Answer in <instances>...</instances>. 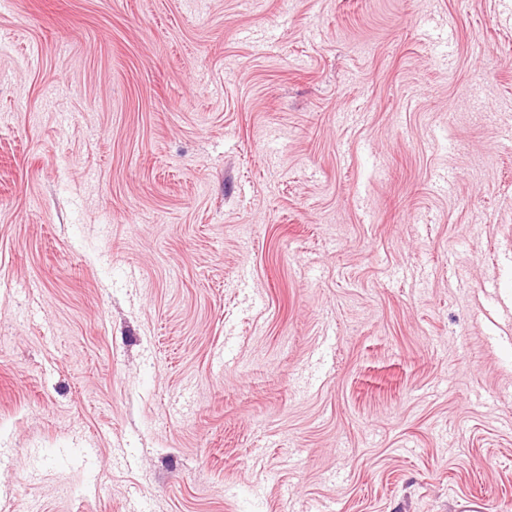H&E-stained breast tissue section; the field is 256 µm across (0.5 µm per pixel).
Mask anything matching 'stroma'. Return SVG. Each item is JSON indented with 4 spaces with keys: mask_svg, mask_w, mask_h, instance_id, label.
Returning a JSON list of instances; mask_svg holds the SVG:
<instances>
[{
    "mask_svg": "<svg viewBox=\"0 0 512 512\" xmlns=\"http://www.w3.org/2000/svg\"><path fill=\"white\" fill-rule=\"evenodd\" d=\"M512 0L0 6V512H512Z\"/></svg>",
    "mask_w": 512,
    "mask_h": 512,
    "instance_id": "1",
    "label": "stroma"
}]
</instances>
